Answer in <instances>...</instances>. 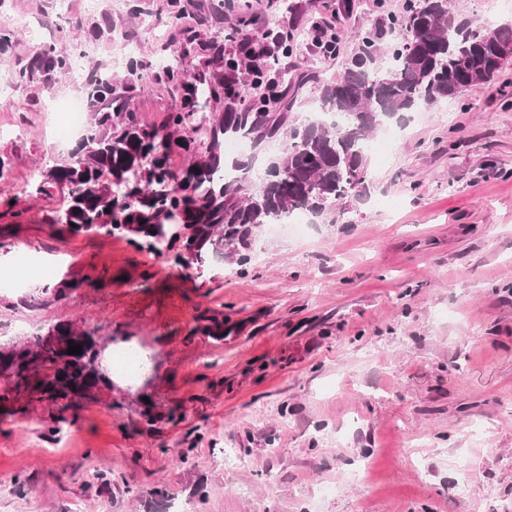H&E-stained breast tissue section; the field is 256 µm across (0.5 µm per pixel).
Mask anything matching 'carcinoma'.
<instances>
[{
	"instance_id": "obj_1",
	"label": "carcinoma",
	"mask_w": 512,
	"mask_h": 512,
	"mask_svg": "<svg viewBox=\"0 0 512 512\" xmlns=\"http://www.w3.org/2000/svg\"><path fill=\"white\" fill-rule=\"evenodd\" d=\"M194 0H171L166 21L178 23ZM355 52L341 61L339 75L300 73L282 79L281 112H265L266 96L257 95L249 107H237L249 92L264 85L267 67L239 47L227 53L217 36L200 30L182 32L180 48L206 59L209 70L188 79L178 68L160 78L180 90L183 110L172 112L161 128L141 125L127 111L128 98L117 92L112 77L96 75L87 84L91 100L106 104L96 111L86 134L67 158L46 168L36 188L48 194L67 192L64 208L51 223L58 232L113 235L131 232L150 242L147 248L164 254L181 224L190 231L184 247L187 264L206 257L230 258L239 265L255 234L292 214L338 223L347 206L371 194L365 145L390 119L406 112L432 109L460 96V87L479 89L500 72L502 54H512V24L490 25L457 16L450 0H407L404 14L385 26L356 34ZM53 44L33 47L15 79H41L55 86V77L71 71L75 57ZM126 80L155 76L150 67L132 58ZM320 85L322 106L341 123L312 118L301 121L290 112L300 88ZM229 101L221 117L210 105ZM209 129L207 154H196L193 134ZM243 138L257 145L279 141L282 151L261 175L237 158L226 164L222 145ZM193 158L185 168L174 156ZM194 333L224 338V316H199ZM82 347L69 354V344ZM94 336L55 324L21 345L0 350V368L31 374V398L64 401L82 398L91 403L105 384L99 369Z\"/></svg>"
}]
</instances>
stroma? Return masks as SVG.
Instances as JSON below:
<instances>
[{"instance_id":"35a3bbf8","label":"stroma","mask_w":512,"mask_h":512,"mask_svg":"<svg viewBox=\"0 0 512 512\" xmlns=\"http://www.w3.org/2000/svg\"><path fill=\"white\" fill-rule=\"evenodd\" d=\"M141 5L130 21L132 5ZM404 0H356L355 34ZM167 0H0V28L22 36L0 57V347L29 327L64 323L106 340L110 378L93 403L66 410L15 395L0 405V512H500L512 504V64L436 110L412 112L393 151L369 155L371 195L336 224L298 239L261 230L247 266L184 267L128 239L60 235L61 194L31 197L37 175L67 156L53 147L61 115L40 82H16L26 24L84 51L85 72L121 78L129 41L151 61L178 43ZM112 18V41L78 27ZM140 122L162 126L181 96L124 84ZM62 256L67 297L15 288L21 253ZM224 337L194 334L205 310ZM145 345L149 381L112 367ZM157 416L146 427L144 413ZM472 489L454 487L460 457ZM366 463L368 477L348 472Z\"/></svg>"}]
</instances>
